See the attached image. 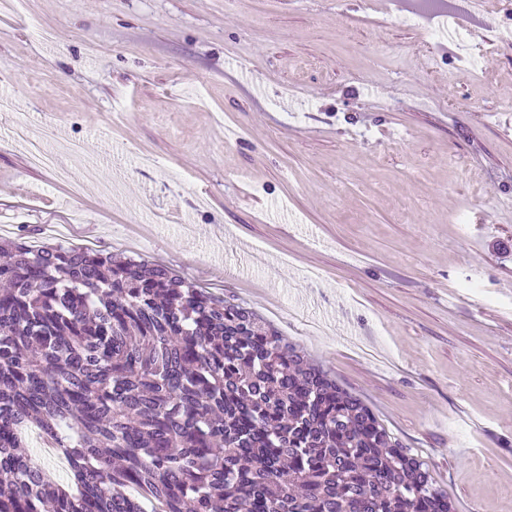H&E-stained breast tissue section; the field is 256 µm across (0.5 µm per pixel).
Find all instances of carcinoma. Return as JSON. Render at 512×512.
<instances>
[{
    "mask_svg": "<svg viewBox=\"0 0 512 512\" xmlns=\"http://www.w3.org/2000/svg\"><path fill=\"white\" fill-rule=\"evenodd\" d=\"M0 512H453L429 467L251 309L103 249L6 241ZM68 462L63 484L26 432Z\"/></svg>",
    "mask_w": 512,
    "mask_h": 512,
    "instance_id": "1",
    "label": "carcinoma"
}]
</instances>
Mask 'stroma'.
<instances>
[{"label": "stroma", "mask_w": 512, "mask_h": 512, "mask_svg": "<svg viewBox=\"0 0 512 512\" xmlns=\"http://www.w3.org/2000/svg\"><path fill=\"white\" fill-rule=\"evenodd\" d=\"M420 2L0 0V238L235 296L455 512H512V0Z\"/></svg>", "instance_id": "stroma-1"}]
</instances>
